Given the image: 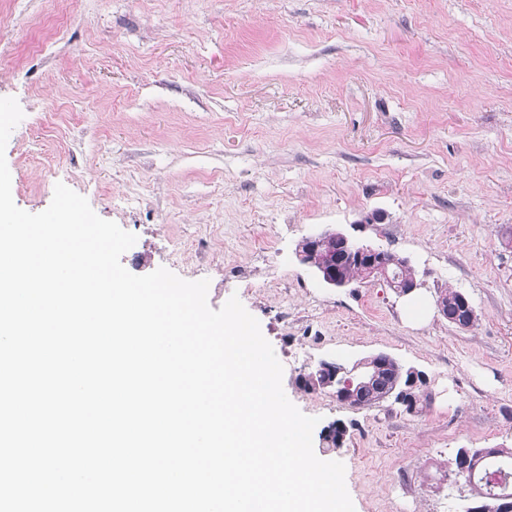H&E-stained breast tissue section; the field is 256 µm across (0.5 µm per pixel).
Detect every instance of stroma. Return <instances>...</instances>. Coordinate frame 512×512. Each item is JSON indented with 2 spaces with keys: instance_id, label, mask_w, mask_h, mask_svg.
<instances>
[{
  "instance_id": "obj_1",
  "label": "stroma",
  "mask_w": 512,
  "mask_h": 512,
  "mask_svg": "<svg viewBox=\"0 0 512 512\" xmlns=\"http://www.w3.org/2000/svg\"><path fill=\"white\" fill-rule=\"evenodd\" d=\"M0 97L15 204L64 183L136 235L129 272L238 295L355 512H464L438 470L512 448V0H0ZM323 229L408 258L424 319L385 282H320L295 247ZM377 353L425 373L421 412L297 383ZM439 297H441L445 303L444 304L442 302L441 298L437 299L438 310L444 317H446V307H448V310H449L448 312L450 314H452V315L459 314L460 317L466 316L468 313H471L473 310V309H469L468 312H462L463 308H464V298L468 299V297L460 291L447 288L440 292ZM453 319L460 327H462L464 329L467 328L469 325V323H467L468 321H466V319L464 317L458 318V316L456 315V317H454Z\"/></svg>"
}]
</instances>
